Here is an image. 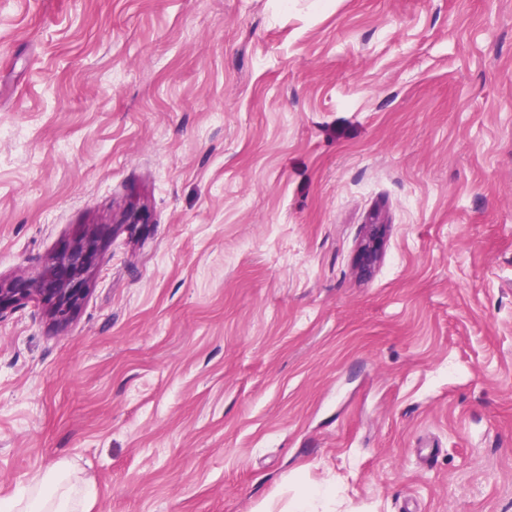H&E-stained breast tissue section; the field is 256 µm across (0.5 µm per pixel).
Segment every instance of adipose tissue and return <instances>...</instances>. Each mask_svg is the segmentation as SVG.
I'll use <instances>...</instances> for the list:
<instances>
[{
	"mask_svg": "<svg viewBox=\"0 0 512 512\" xmlns=\"http://www.w3.org/2000/svg\"><path fill=\"white\" fill-rule=\"evenodd\" d=\"M93 496L92 487L73 481L63 466L34 477L21 493L1 501L0 512H88Z\"/></svg>",
	"mask_w": 512,
	"mask_h": 512,
	"instance_id": "ef3b65f1",
	"label": "adipose tissue"
}]
</instances>
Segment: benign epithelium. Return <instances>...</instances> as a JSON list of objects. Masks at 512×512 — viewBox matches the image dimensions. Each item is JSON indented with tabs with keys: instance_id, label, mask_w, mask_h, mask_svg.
<instances>
[{
	"instance_id": "benign-epithelium-1",
	"label": "benign epithelium",
	"mask_w": 512,
	"mask_h": 512,
	"mask_svg": "<svg viewBox=\"0 0 512 512\" xmlns=\"http://www.w3.org/2000/svg\"><path fill=\"white\" fill-rule=\"evenodd\" d=\"M94 249L95 235L91 233L83 245L56 255L39 278L0 279V318L22 302L37 299L56 322H67L80 301Z\"/></svg>"
}]
</instances>
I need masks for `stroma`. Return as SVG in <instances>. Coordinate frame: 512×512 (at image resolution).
Wrapping results in <instances>:
<instances>
[{
  "label": "stroma",
  "mask_w": 512,
  "mask_h": 512,
  "mask_svg": "<svg viewBox=\"0 0 512 512\" xmlns=\"http://www.w3.org/2000/svg\"><path fill=\"white\" fill-rule=\"evenodd\" d=\"M92 226L0 321V500L512 512V0H0V278ZM95 242V235L90 233L82 246L56 255L37 279L0 278V319L23 301L38 299L56 322L66 323L80 301ZM69 466L36 476L32 483L13 498L2 500V512H85L94 496L86 482H74L67 475ZM335 496L330 487L301 486L292 497L289 510L291 512H331Z\"/></svg>",
  "instance_id": "obj_1"
}]
</instances>
